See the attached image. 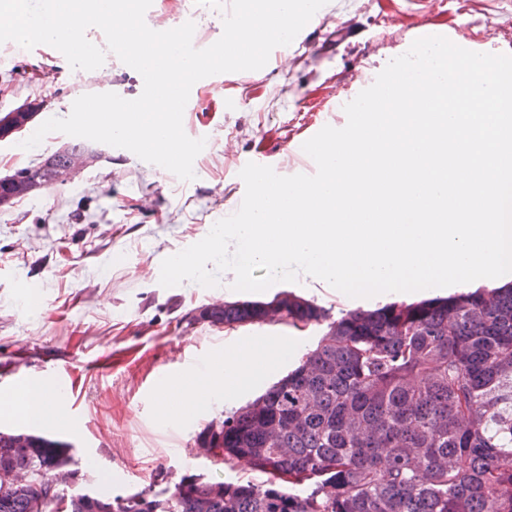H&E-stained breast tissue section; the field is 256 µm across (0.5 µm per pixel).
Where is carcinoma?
<instances>
[{"label": "carcinoma", "instance_id": "carcinoma-1", "mask_svg": "<svg viewBox=\"0 0 512 512\" xmlns=\"http://www.w3.org/2000/svg\"><path fill=\"white\" fill-rule=\"evenodd\" d=\"M277 318L324 325L294 370L241 410L210 422L225 461L260 482L185 474L154 512H512V284L329 319L291 292L200 309L244 326ZM36 478L71 463L70 444L33 435ZM0 512H142L99 493L42 500L0 485Z\"/></svg>", "mask_w": 512, "mask_h": 512}]
</instances>
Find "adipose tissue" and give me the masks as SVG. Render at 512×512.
<instances>
[{"mask_svg":"<svg viewBox=\"0 0 512 512\" xmlns=\"http://www.w3.org/2000/svg\"><path fill=\"white\" fill-rule=\"evenodd\" d=\"M296 349L295 341L280 336L246 339L225 353L208 377L185 385L179 407L161 410L160 415L166 419L186 417L219 389L230 395L240 393L293 356ZM62 414L59 394L40 380L27 381L21 391L0 393V416L27 426L59 418Z\"/></svg>","mask_w":512,"mask_h":512,"instance_id":"adipose-tissue-1","label":"adipose tissue"}]
</instances>
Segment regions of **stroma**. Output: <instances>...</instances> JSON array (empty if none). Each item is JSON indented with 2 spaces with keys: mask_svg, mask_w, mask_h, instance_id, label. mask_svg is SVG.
<instances>
[{
  "mask_svg": "<svg viewBox=\"0 0 512 512\" xmlns=\"http://www.w3.org/2000/svg\"><path fill=\"white\" fill-rule=\"evenodd\" d=\"M223 18L224 0H154L145 13L151 27L192 20L198 49L220 38ZM345 23L360 36L335 45L332 36ZM427 27L447 30L452 42L474 52L512 54V0H328L288 48L271 52L265 67L225 74L223 95L196 97L183 117L185 133L206 141L193 163L194 180L102 143L98 160L79 175L0 208V387L24 377L63 383L67 422L45 423L39 432L70 443L71 466L87 473V489L113 498L157 491L163 473L258 480L245 463L200 454L195 437L262 394L295 361H284L234 400L216 391L186 420L160 419L153 400H178V382L211 367L241 337L295 338L303 353L323 329L276 321L229 329L197 320L201 307L227 302L223 287L188 281L162 287L161 263L233 214L248 162L280 175L304 173L310 158L302 145L311 132L337 126L344 105ZM103 68L111 80L71 69L48 45L0 44V114L28 99L45 102L37 122L0 140V176L71 143V136L52 132L32 150L21 147L38 121L67 117L79 96H140L141 75L114 53H106ZM287 290L333 319L358 307L335 290L313 294L287 282L258 298Z\"/></svg>",
  "mask_w": 512,
  "mask_h": 512,
  "instance_id": "35a3bbf8",
  "label": "stroma"
}]
</instances>
